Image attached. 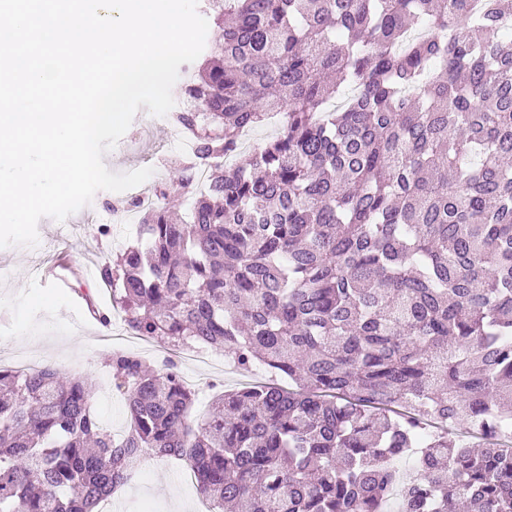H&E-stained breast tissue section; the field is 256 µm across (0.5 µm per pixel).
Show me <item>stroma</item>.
Returning a JSON list of instances; mask_svg holds the SVG:
<instances>
[{"instance_id": "1", "label": "stroma", "mask_w": 512, "mask_h": 512, "mask_svg": "<svg viewBox=\"0 0 512 512\" xmlns=\"http://www.w3.org/2000/svg\"><path fill=\"white\" fill-rule=\"evenodd\" d=\"M181 142L180 129L143 108L103 161L116 173L153 168L147 181L153 188L173 177L175 167L167 158ZM114 198V192H97L88 208L65 221L42 218L37 246L0 249V268L9 271L8 276L0 277V367L15 370L38 360L57 368L63 376L91 379L95 385L93 404L102 425L112 434L122 435L129 420L124 395L112 380V352H132L154 366L170 360L178 371L194 377L198 399L193 415L205 419L222 392L267 380L269 374L261 365L240 371L220 350L213 351L210 364L200 369L181 353L146 343L127 330L99 275L84 272L89 265L101 267L104 256L136 239L139 212H132L125 224L88 222L92 210L111 215ZM62 254L69 259L66 275L70 285L58 289L44 282L38 270ZM186 470L185 463L178 460L146 458L136 475L101 504V512H199L196 485L186 481Z\"/></svg>"}]
</instances>
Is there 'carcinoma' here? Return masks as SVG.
<instances>
[{
    "mask_svg": "<svg viewBox=\"0 0 512 512\" xmlns=\"http://www.w3.org/2000/svg\"><path fill=\"white\" fill-rule=\"evenodd\" d=\"M461 2L205 0L222 43L169 116L194 159L101 281L135 335L288 385L196 423L175 366L114 352L117 441L88 379L0 369V512H94L151 455L213 512H512V0Z\"/></svg>",
    "mask_w": 512,
    "mask_h": 512,
    "instance_id": "cac0c4a2",
    "label": "carcinoma"
}]
</instances>
